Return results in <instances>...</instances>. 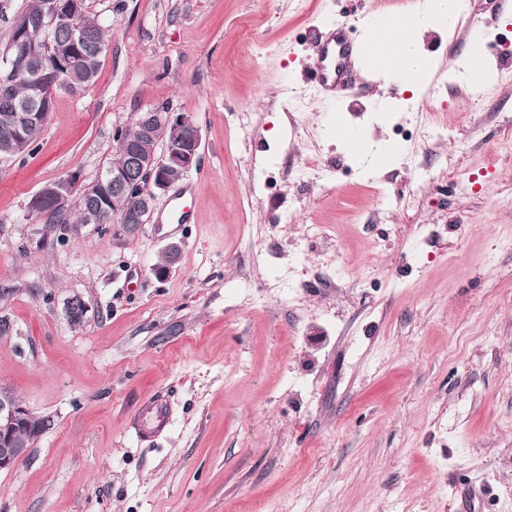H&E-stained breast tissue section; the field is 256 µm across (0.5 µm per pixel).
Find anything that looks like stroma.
<instances>
[{
  "label": "stroma",
  "instance_id": "35a3bbf8",
  "mask_svg": "<svg viewBox=\"0 0 512 512\" xmlns=\"http://www.w3.org/2000/svg\"><path fill=\"white\" fill-rule=\"evenodd\" d=\"M87 6L107 28L97 81L0 156V389L51 420L0 472V512H512V5L468 0L482 88L468 28L430 29L440 80L360 75L338 110L305 80L312 39L363 36L373 0ZM158 106L192 115L202 156L153 222L34 218L36 193L94 181L115 130ZM187 189L191 223H161ZM157 395L169 427L138 441Z\"/></svg>",
  "mask_w": 512,
  "mask_h": 512
}]
</instances>
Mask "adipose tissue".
<instances>
[{
    "label": "adipose tissue",
    "instance_id": "ef3b65f1",
    "mask_svg": "<svg viewBox=\"0 0 512 512\" xmlns=\"http://www.w3.org/2000/svg\"><path fill=\"white\" fill-rule=\"evenodd\" d=\"M464 12V0H425L421 11L404 23L378 28L374 44L379 54L400 70L401 82L419 87L428 79L433 64L420 47L418 30L428 26L453 30Z\"/></svg>",
    "mask_w": 512,
    "mask_h": 512
}]
</instances>
